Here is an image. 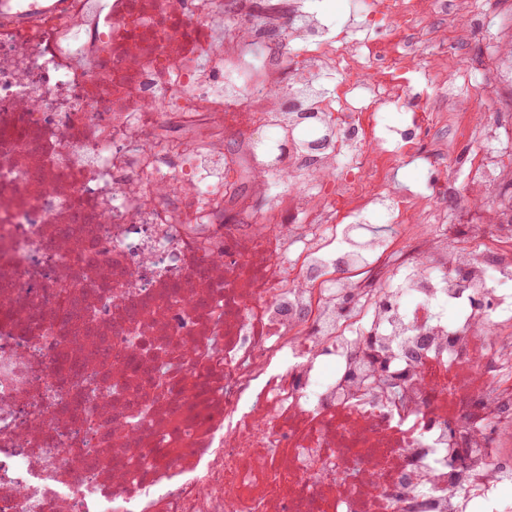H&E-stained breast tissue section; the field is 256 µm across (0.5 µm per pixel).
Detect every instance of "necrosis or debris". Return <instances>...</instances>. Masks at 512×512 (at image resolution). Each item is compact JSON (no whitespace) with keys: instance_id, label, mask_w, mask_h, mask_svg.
Instances as JSON below:
<instances>
[{"instance_id":"4bbe7bcc","label":"necrosis or debris","mask_w":512,"mask_h":512,"mask_svg":"<svg viewBox=\"0 0 512 512\" xmlns=\"http://www.w3.org/2000/svg\"><path fill=\"white\" fill-rule=\"evenodd\" d=\"M315 3L0 0V512H512V214L387 189L405 51L365 73L443 2L352 0L351 48ZM259 124L287 158L228 157Z\"/></svg>"}]
</instances>
